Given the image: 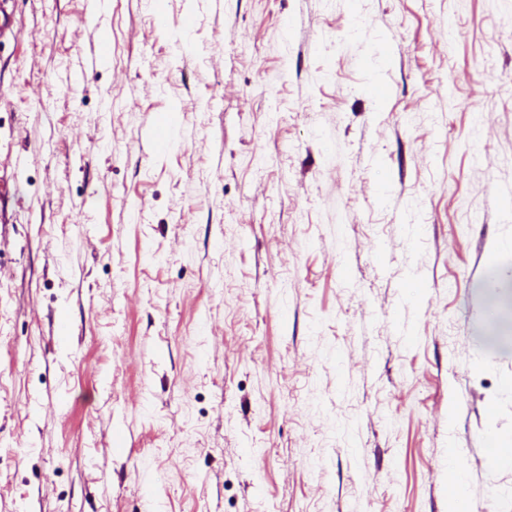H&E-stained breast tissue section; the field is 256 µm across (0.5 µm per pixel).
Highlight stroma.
<instances>
[{"label": "stroma", "mask_w": 512, "mask_h": 512, "mask_svg": "<svg viewBox=\"0 0 512 512\" xmlns=\"http://www.w3.org/2000/svg\"><path fill=\"white\" fill-rule=\"evenodd\" d=\"M507 188L512 0H0V512H512ZM463 485L462 477L448 466V512H462L465 507V495L456 489Z\"/></svg>", "instance_id": "obj_1"}]
</instances>
